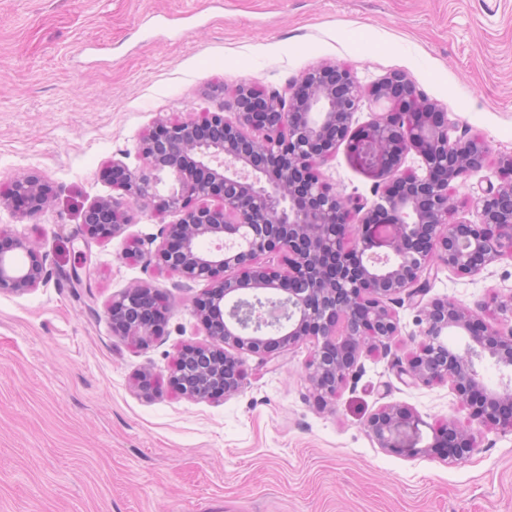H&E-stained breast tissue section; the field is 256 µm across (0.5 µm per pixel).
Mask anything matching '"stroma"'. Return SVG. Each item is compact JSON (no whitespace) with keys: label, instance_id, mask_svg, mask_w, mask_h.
Returning a JSON list of instances; mask_svg holds the SVG:
<instances>
[{"label":"stroma","instance_id":"35a3bbf8","mask_svg":"<svg viewBox=\"0 0 512 512\" xmlns=\"http://www.w3.org/2000/svg\"><path fill=\"white\" fill-rule=\"evenodd\" d=\"M326 64L365 92L404 73L486 144L448 213L480 223L474 199L506 184L500 160L512 157V0H0V238L28 239L47 271L34 291L0 292V512H512V426L470 425L449 383L406 372L422 304H393L398 336L366 343L334 396L308 378L319 341L306 336L234 351L241 388L190 400L169 376L181 348L207 340L196 304L207 284L180 287L155 266L177 220L158 204L175 177L129 206L121 235L81 234L88 209L120 195L104 168L144 169L139 143L154 122L234 118L238 87L280 92ZM317 173L344 197L370 201L382 187L344 143ZM27 175L52 197L33 216L7 204ZM143 284L167 314L138 346L107 307ZM423 298L512 329V260L439 267ZM144 370L148 395L134 385ZM394 405L417 421L402 444L420 450L453 421L471 427L473 452L451 464L381 448L368 420Z\"/></svg>","mask_w":512,"mask_h":512}]
</instances>
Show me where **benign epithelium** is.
<instances>
[{
  "label": "benign epithelium",
  "mask_w": 512,
  "mask_h": 512,
  "mask_svg": "<svg viewBox=\"0 0 512 512\" xmlns=\"http://www.w3.org/2000/svg\"><path fill=\"white\" fill-rule=\"evenodd\" d=\"M360 95L347 70L322 66L284 93L265 98L264 119L258 121L239 88L235 120L213 112L200 121H157L139 145L150 172L135 173L115 161L109 168L125 202L135 204L152 195L160 172L169 169L177 175L180 190L162 199V206L179 219L163 229L156 262L176 273L184 288L199 281L214 283L206 293L208 306L200 310L208 334L226 348L253 353L290 347L303 336L320 338L307 369L317 390L330 396L355 367L366 341L356 331L354 318L371 322V338L380 342L398 335L399 324L387 302L421 292L433 270L429 257L437 255L441 264L460 273H474L512 257L501 246L503 230L512 231V222L504 224L495 217L496 201L512 196V184L476 198L481 223H448V190L467 171L482 165L487 155L483 142L455 135V123L447 113L427 102L402 74H392L368 96L391 105L399 96L417 99L416 110L391 108L354 129L353 110ZM245 127L256 136L244 134ZM344 140L360 144L355 159L384 179L369 203L343 199L313 176L300 178L310 160H327ZM410 150L422 156L425 176L400 171ZM263 155L278 156L282 163L270 171L256 163ZM14 196L25 199L29 214L49 205L48 189L32 175L16 182ZM384 210L390 212L396 229L387 252L379 251L382 243L364 233L374 215ZM122 211L115 201L93 205L88 210L93 219H84L85 235L104 240L122 234L128 219L102 220L105 214ZM355 224L363 233L347 250L343 239ZM274 252L304 271L296 287H282V281L258 263L261 256ZM339 256L353 259V272H328L327 265ZM45 278L43 255L29 241L16 237L11 250L0 251V292L23 294ZM150 293V286H138L109 307L121 333L140 344L160 330L158 324L130 317L135 300ZM450 328L464 331L470 342L464 351L451 353L448 363L436 353ZM423 335L425 346L409 359L408 373L421 382L450 383L468 409L470 423H503L500 409L512 407V389L485 388L478 364L488 354L499 366L512 369V329L506 334L491 330L478 313L437 298L425 309ZM208 352L206 347L179 352L169 377L178 394L220 400L241 387L242 377L228 378L223 367L199 359ZM412 419L406 409L388 406L373 414L368 430L380 447L404 455L431 451L455 462L475 447L469 431L450 423L438 434L463 437V447L403 448L397 431Z\"/></svg>",
  "instance_id": "1"
}]
</instances>
